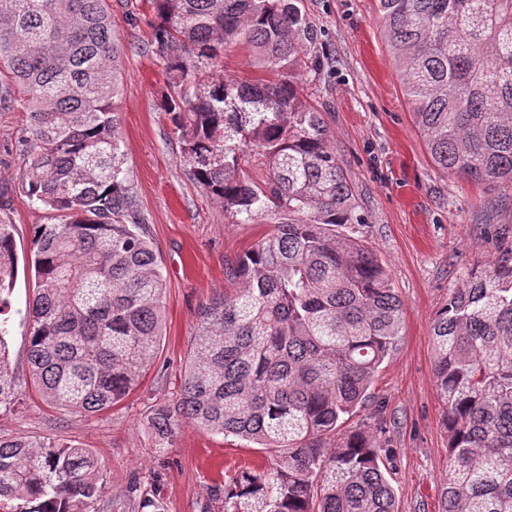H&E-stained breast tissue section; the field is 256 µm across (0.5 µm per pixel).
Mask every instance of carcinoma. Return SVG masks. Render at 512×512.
<instances>
[{
    "instance_id": "obj_1",
    "label": "carcinoma",
    "mask_w": 512,
    "mask_h": 512,
    "mask_svg": "<svg viewBox=\"0 0 512 512\" xmlns=\"http://www.w3.org/2000/svg\"><path fill=\"white\" fill-rule=\"evenodd\" d=\"M433 164L512 185V0H378ZM152 47L181 88L164 104L194 179L224 211L271 229L225 276L237 284L197 315L179 392L146 417L157 451L184 422L275 454L212 489L224 512H398L372 432L337 435L396 349L402 302L322 113L299 96L304 19L294 0H154ZM243 45L273 80L215 75ZM121 45L106 0H0V74L27 103L21 192L41 204L28 374L47 406L112 409L140 383L162 338L166 283L123 169ZM267 167L258 183L240 153ZM18 257L0 216V295ZM0 322V411L23 400ZM448 431L441 512H512V247L471 271L432 325ZM90 449L0 437V512H94ZM157 483L137 512H161Z\"/></svg>"
}]
</instances>
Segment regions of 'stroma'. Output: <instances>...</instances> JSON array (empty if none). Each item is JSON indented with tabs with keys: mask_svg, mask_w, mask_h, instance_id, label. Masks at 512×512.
I'll use <instances>...</instances> for the list:
<instances>
[{
	"mask_svg": "<svg viewBox=\"0 0 512 512\" xmlns=\"http://www.w3.org/2000/svg\"><path fill=\"white\" fill-rule=\"evenodd\" d=\"M295 3L308 27L300 92L323 114L366 219L363 238L382 260L403 306L396 350L382 364L370 401L341 429L381 431L393 450L385 475L399 512H439L448 434L434 376L431 325L471 269L499 256L495 230L512 227V186L477 185L433 165L384 41L378 0ZM108 4L123 47L115 106L124 167L166 279L163 337L140 386L112 410L78 417L47 408L31 393L23 315L34 288L31 230L45 223L46 213L18 190L23 163L17 141L25 112L17 101L1 107L0 204L16 227L19 257L5 315L11 368L26 395L23 412L0 413V437L51 438L90 449L103 483L95 512H135L127 495L135 479L145 488L160 483L165 512H223L221 501L208 498L211 486L242 468L270 467L271 454L188 423L160 454L145 420L151 405L179 390L199 306L223 293L225 267L268 227L225 213L191 177L179 133L162 107L181 79L152 51V0Z\"/></svg>",
	"mask_w": 512,
	"mask_h": 512,
	"instance_id": "1",
	"label": "stroma"
}]
</instances>
